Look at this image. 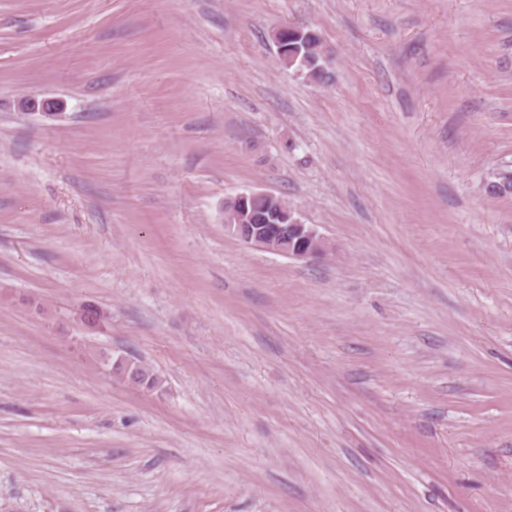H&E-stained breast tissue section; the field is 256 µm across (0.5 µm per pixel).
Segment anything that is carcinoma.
I'll list each match as a JSON object with an SVG mask.
<instances>
[{
    "instance_id": "obj_1",
    "label": "carcinoma",
    "mask_w": 512,
    "mask_h": 512,
    "mask_svg": "<svg viewBox=\"0 0 512 512\" xmlns=\"http://www.w3.org/2000/svg\"><path fill=\"white\" fill-rule=\"evenodd\" d=\"M274 41L279 44V57L283 64L295 68L315 83H329V55L321 36L315 30L283 27L274 35ZM117 370L139 386L148 389L158 386L154 373L143 364H120Z\"/></svg>"
}]
</instances>
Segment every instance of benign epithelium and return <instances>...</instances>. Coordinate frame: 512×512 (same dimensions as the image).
Returning a JSON list of instances; mask_svg holds the SVG:
<instances>
[{
	"instance_id": "1",
	"label": "benign epithelium",
	"mask_w": 512,
	"mask_h": 512,
	"mask_svg": "<svg viewBox=\"0 0 512 512\" xmlns=\"http://www.w3.org/2000/svg\"><path fill=\"white\" fill-rule=\"evenodd\" d=\"M260 195L271 201L275 199L268 192H250L224 202V224L229 231L246 244L296 259L312 260L324 254L325 244L312 225L299 218L293 224H285L283 220L288 218V214L280 210L270 212L263 224L241 223L240 205L245 203L247 197Z\"/></svg>"
}]
</instances>
